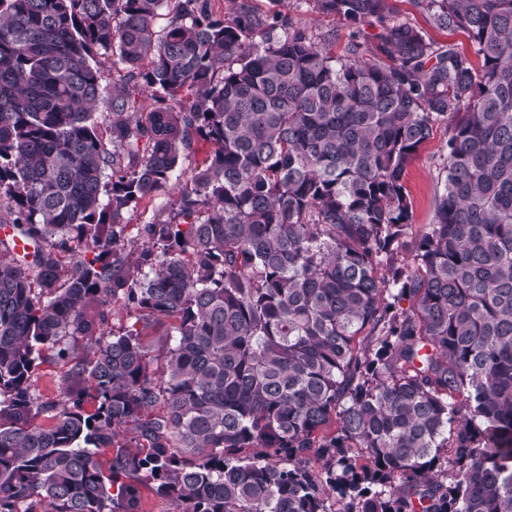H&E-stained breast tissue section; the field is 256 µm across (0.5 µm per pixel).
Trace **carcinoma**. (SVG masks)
Segmentation results:
<instances>
[{
	"label": "carcinoma",
	"mask_w": 512,
	"mask_h": 512,
	"mask_svg": "<svg viewBox=\"0 0 512 512\" xmlns=\"http://www.w3.org/2000/svg\"><path fill=\"white\" fill-rule=\"evenodd\" d=\"M225 2L0 0V512H512V0ZM398 7L400 8L403 15H406L408 18L412 19L418 26L424 28V30L436 41L438 42H447L449 40H454L459 46L467 51H471V46L468 40L461 34H457L454 36H448L447 32L435 29L429 25L426 18L421 15L418 11L414 9L409 0H399ZM289 13L295 17L296 20L301 21L302 24L312 28L315 33H332L335 30H338L341 34L344 32L342 24L335 20L333 16L312 14L311 12L297 13L290 11ZM444 138L445 128L440 126L407 168V188L413 201L412 224L417 226L430 224L433 219L435 199L444 180L438 161ZM66 370L62 363L52 360L43 362L37 371L34 386L43 399H57L56 380Z\"/></svg>",
	"instance_id": "obj_1"
}]
</instances>
